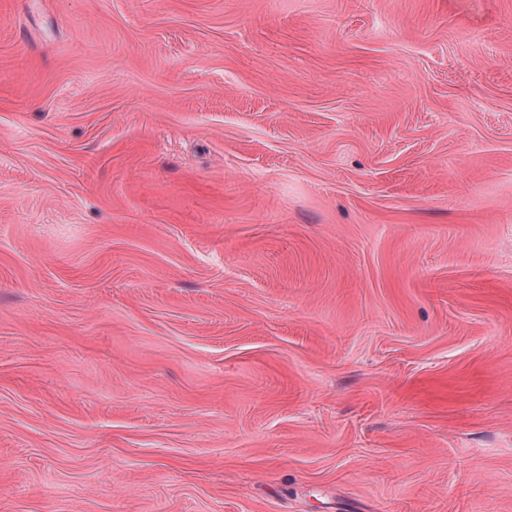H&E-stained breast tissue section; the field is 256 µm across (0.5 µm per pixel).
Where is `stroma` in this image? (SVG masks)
I'll return each mask as SVG.
<instances>
[{"label": "stroma", "instance_id": "1", "mask_svg": "<svg viewBox=\"0 0 512 512\" xmlns=\"http://www.w3.org/2000/svg\"><path fill=\"white\" fill-rule=\"evenodd\" d=\"M0 512H512V0H0Z\"/></svg>", "mask_w": 512, "mask_h": 512}]
</instances>
